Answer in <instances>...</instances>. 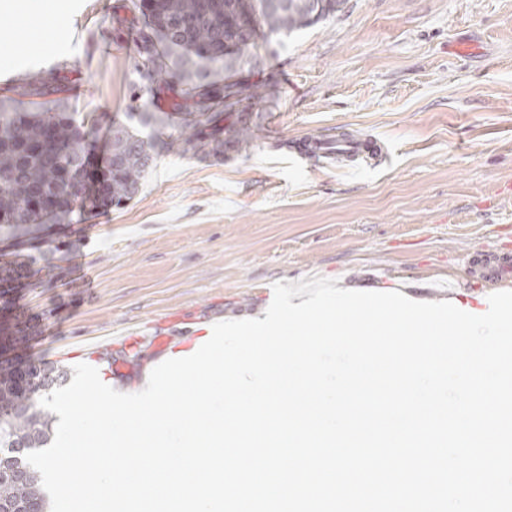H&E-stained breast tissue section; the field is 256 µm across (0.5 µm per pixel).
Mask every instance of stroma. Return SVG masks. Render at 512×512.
Instances as JSON below:
<instances>
[{"instance_id":"35a3bbf8","label":"stroma","mask_w":512,"mask_h":512,"mask_svg":"<svg viewBox=\"0 0 512 512\" xmlns=\"http://www.w3.org/2000/svg\"><path fill=\"white\" fill-rule=\"evenodd\" d=\"M129 3L0 0V98L59 70L70 111L102 125L140 111L141 59L112 22ZM460 43L470 54H455ZM225 80L243 94L217 125L223 155L172 151V119L130 202L45 225L36 245L0 238V263H26L0 288V326L29 334L21 357L86 363L130 393L158 359L197 350L201 319L260 317L278 281L321 276L482 313L490 294L512 291L470 287L466 270L479 251L512 256V0H344ZM272 121L273 141L262 135ZM341 133L388 152L298 158L305 139ZM170 315L160 350L154 324Z\"/></svg>"}]
</instances>
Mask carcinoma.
Wrapping results in <instances>:
<instances>
[{
	"label": "carcinoma",
	"instance_id": "cac0c4a2",
	"mask_svg": "<svg viewBox=\"0 0 512 512\" xmlns=\"http://www.w3.org/2000/svg\"><path fill=\"white\" fill-rule=\"evenodd\" d=\"M343 0H256L255 28L243 32L225 21L224 0H136L135 15L116 18L117 29L133 36L150 94L173 92L171 111L154 112L148 104L129 112L140 127H164L172 113L181 115L177 150L223 154V144L204 132L203 122L218 123L224 112H195L203 105L240 94L224 75L255 68L261 50L274 37L290 36L338 11ZM236 50L224 53V43ZM208 54H200V48ZM61 77L40 76L22 95L45 97L57 91ZM88 122L78 120L61 100L29 112L0 100V236L31 241L43 224H73L98 209L118 208L132 200L154 161V143L139 127L112 118L106 128L103 160L106 178L91 205L80 199ZM65 366L35 360L22 365L0 355V512H46L38 472L25 455L46 447L52 431L49 414L38 400L67 380Z\"/></svg>",
	"mask_w": 512,
	"mask_h": 512
}]
</instances>
